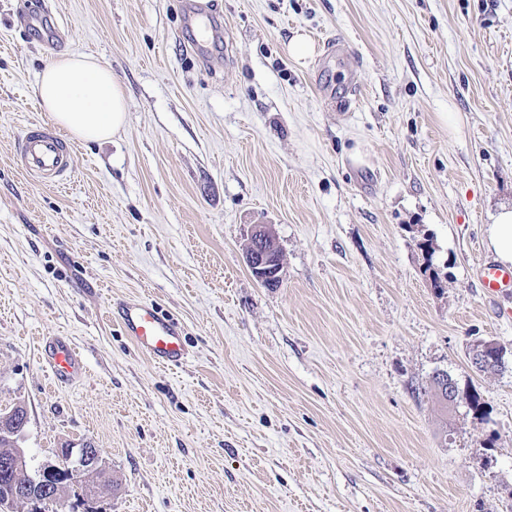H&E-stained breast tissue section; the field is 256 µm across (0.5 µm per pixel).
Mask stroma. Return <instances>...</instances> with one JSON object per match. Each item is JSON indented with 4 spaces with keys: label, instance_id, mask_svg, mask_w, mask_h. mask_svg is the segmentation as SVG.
<instances>
[{
    "label": "stroma",
    "instance_id": "obj_1",
    "mask_svg": "<svg viewBox=\"0 0 512 512\" xmlns=\"http://www.w3.org/2000/svg\"><path fill=\"white\" fill-rule=\"evenodd\" d=\"M203 2L205 58L186 0H0V408L26 405L31 468L100 449L114 491L68 485L72 512H512V299L474 275L512 204V0ZM61 53L111 67L127 122L47 184L14 144ZM258 224L274 288L246 264ZM130 296L184 325L185 366L109 319ZM47 336L80 378L51 381ZM481 338L502 369L472 366ZM442 371L484 417L442 408ZM277 257L279 251L271 231L263 225H256L246 248V263L252 274L263 284L279 278L280 270ZM505 353V348L497 341L491 339L475 341L469 351L472 366L479 371L485 368L484 372L498 370V368L492 365H503Z\"/></svg>",
    "mask_w": 512,
    "mask_h": 512
}]
</instances>
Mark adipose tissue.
<instances>
[{"instance_id":"obj_1","label":"adipose tissue","mask_w":512,"mask_h":512,"mask_svg":"<svg viewBox=\"0 0 512 512\" xmlns=\"http://www.w3.org/2000/svg\"><path fill=\"white\" fill-rule=\"evenodd\" d=\"M36 97L50 119L73 139L104 143L126 122V97L111 68L88 54H63L41 71ZM496 260L512 266V207L500 208L485 229Z\"/></svg>"}]
</instances>
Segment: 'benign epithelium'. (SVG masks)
Masks as SVG:
<instances>
[{"label": "benign epithelium", "instance_id": "7a95c632", "mask_svg": "<svg viewBox=\"0 0 512 512\" xmlns=\"http://www.w3.org/2000/svg\"><path fill=\"white\" fill-rule=\"evenodd\" d=\"M279 251L275 245L271 231L257 225L246 248V263L252 274L263 284L278 278L280 270ZM505 348L495 340L479 339L472 344L469 351L472 366L477 370L504 363ZM441 393L450 405L469 402L470 396L461 393L453 381L441 387ZM28 423L23 418L21 424L14 426L11 434L10 448H0V474L9 480L11 491L0 500V512H14V507L22 505L29 512L42 510L60 503L62 487L55 481L60 470L63 455L70 452L68 448H60L57 459L42 466L36 474L28 469L26 451L19 444L20 436ZM65 479L68 483L78 484L85 500L93 502L112 494V478L102 461L99 450L92 445L82 448L81 459L75 467L68 469Z\"/></svg>", "mask_w": 512, "mask_h": 512}]
</instances>
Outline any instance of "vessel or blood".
I'll list each match as a JSON object with an SVG mask.
<instances>
[{
  "label": "vessel or blood",
  "instance_id": "b4317fda",
  "mask_svg": "<svg viewBox=\"0 0 512 512\" xmlns=\"http://www.w3.org/2000/svg\"><path fill=\"white\" fill-rule=\"evenodd\" d=\"M73 152L71 144L38 123L25 128L15 148L20 165L50 183L64 179L71 168ZM477 276L487 298L512 297V267L488 261L479 264ZM110 313L136 349L155 364L179 368L187 363L189 351L182 324L161 314L152 302L141 297L131 298L111 306ZM41 350L55 381H72L82 375L83 362L65 340L48 338Z\"/></svg>",
  "mask_w": 512,
  "mask_h": 512
}]
</instances>
